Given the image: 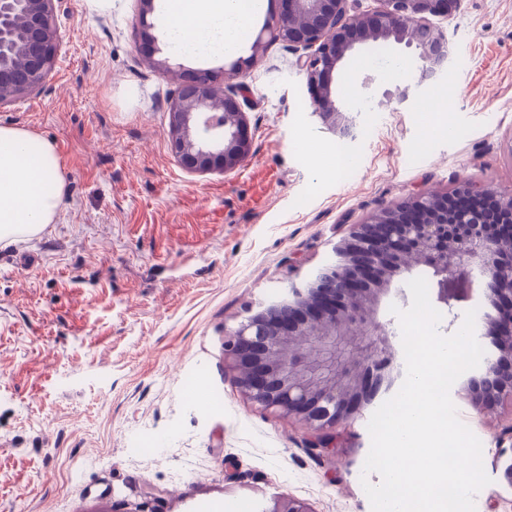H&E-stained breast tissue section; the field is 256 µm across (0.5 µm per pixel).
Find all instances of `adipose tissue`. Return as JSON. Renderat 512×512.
I'll list each match as a JSON object with an SVG mask.
<instances>
[{
  "mask_svg": "<svg viewBox=\"0 0 512 512\" xmlns=\"http://www.w3.org/2000/svg\"><path fill=\"white\" fill-rule=\"evenodd\" d=\"M265 0H162L165 34L180 53L205 57L235 52ZM63 191L53 144L0 126V244L34 235L52 223Z\"/></svg>",
  "mask_w": 512,
  "mask_h": 512,
  "instance_id": "obj_1",
  "label": "adipose tissue"
}]
</instances>
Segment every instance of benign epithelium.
I'll return each mask as SVG.
<instances>
[{"label": "benign epithelium", "mask_w": 512, "mask_h": 512, "mask_svg": "<svg viewBox=\"0 0 512 512\" xmlns=\"http://www.w3.org/2000/svg\"><path fill=\"white\" fill-rule=\"evenodd\" d=\"M63 0H0V106L32 95L58 52L57 11ZM280 0L278 15L254 41H281L297 54L313 112L345 137L350 117L336 100L333 74L346 55L378 41L414 49L422 79L440 73L451 49L431 18L461 0ZM239 81L214 88L209 69H194L168 109L169 147L192 172L234 170L251 146ZM335 259L224 329V358L237 387L265 411L302 421L309 447L336 448V429L361 405L403 377L384 301L404 298L400 281L414 265L436 281L437 301L479 285L488 309L493 354L458 383L455 393L478 410L512 402V191L461 181L444 193L412 197L378 210L332 244ZM267 512H310L290 496Z\"/></svg>", "instance_id": "7a95c632"}]
</instances>
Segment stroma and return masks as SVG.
<instances>
[{"mask_svg":"<svg viewBox=\"0 0 512 512\" xmlns=\"http://www.w3.org/2000/svg\"><path fill=\"white\" fill-rule=\"evenodd\" d=\"M139 0H65L59 53L35 94L0 106V126L51 142L63 170L58 216L0 244V512H372L363 406L314 454L302 423L260 410L224 363V330L323 264L373 212L457 182L512 189V0H461L437 24L448 71L407 104L379 107L413 49L354 52L333 84L355 119L349 167L279 42L237 55L171 50L164 16ZM157 53L171 69L152 68ZM248 62L251 149L228 173H192L169 150L182 72L216 88ZM220 403L197 406L191 389ZM491 482L476 512H512V406L455 399Z\"/></svg>","mask_w":512,"mask_h":512,"instance_id":"stroma-1","label":"stroma"}]
</instances>
